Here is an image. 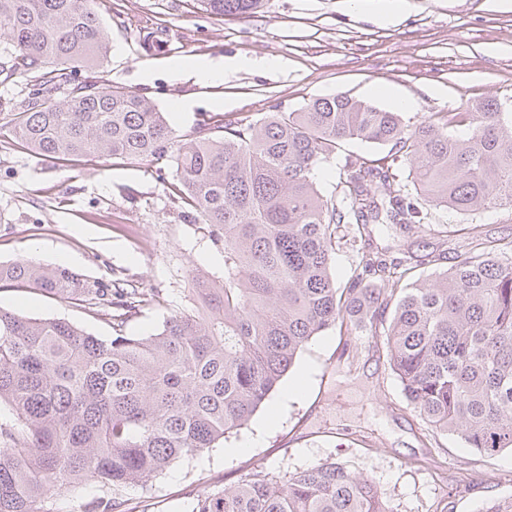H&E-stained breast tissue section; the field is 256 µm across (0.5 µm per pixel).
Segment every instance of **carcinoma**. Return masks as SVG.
Listing matches in <instances>:
<instances>
[{"instance_id":"cac0c4a2","label":"carcinoma","mask_w":512,"mask_h":512,"mask_svg":"<svg viewBox=\"0 0 512 512\" xmlns=\"http://www.w3.org/2000/svg\"><path fill=\"white\" fill-rule=\"evenodd\" d=\"M220 17L261 0H200ZM111 34L92 0H0V76H24L26 96L0 124L14 144L49 160L176 151L178 192L191 221L224 243V275L198 279L188 306L149 336L129 318L161 303L158 290L95 285L60 266L0 263V284L35 288L111 319L103 339L61 319L0 308V512H54L63 488L95 489L85 512H126V492L245 427L298 352L337 326L386 324L389 363L405 398L431 426L479 454L512 452V239L471 237L435 279L432 250L368 251L343 287L336 246L403 235L425 224L422 202L459 215L512 208V113L494 100L415 120L346 95L255 121L220 115L179 139L139 94L77 68L102 64ZM68 87L66 99L57 90ZM461 127L463 136L451 133ZM387 146L348 156L330 196L314 172L346 141ZM196 512H387L373 483L336 463L278 479L256 470L198 498Z\"/></svg>"}]
</instances>
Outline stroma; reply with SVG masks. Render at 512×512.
<instances>
[{
    "label": "stroma",
    "mask_w": 512,
    "mask_h": 512,
    "mask_svg": "<svg viewBox=\"0 0 512 512\" xmlns=\"http://www.w3.org/2000/svg\"><path fill=\"white\" fill-rule=\"evenodd\" d=\"M94 7L112 42L93 73L155 104L180 135L214 114L256 120L272 105L294 112L333 94L390 111L406 96L416 118L463 112L474 99L512 112V10L493 9L491 0H262L253 13L221 21L191 0H95ZM157 26L167 42L147 50L142 36ZM264 58L278 68L258 67ZM237 59L253 65L228 70L213 85L178 71L196 60ZM175 181L169 158L49 161L0 143V261L29 259L93 283L160 289L161 305L128 326L136 335L155 333L184 306L192 274L218 276L224 267L223 247L206 225L187 219ZM424 209L430 225L414 241L451 257L464 254L468 240L438 236L446 224L512 237L505 207L471 217L430 202ZM395 235L380 225L371 243L340 245L337 282L353 274L362 251L390 245ZM0 307L112 334L107 317L27 286H0ZM333 461L372 481L388 512H479L490 498L512 495V453L477 454L408 404L383 328L345 335L333 328L309 341L245 428L150 477L149 492L129 489L127 508L192 512L198 495L221 492L254 469L281 476Z\"/></svg>",
    "instance_id": "35a3bbf8"
}]
</instances>
